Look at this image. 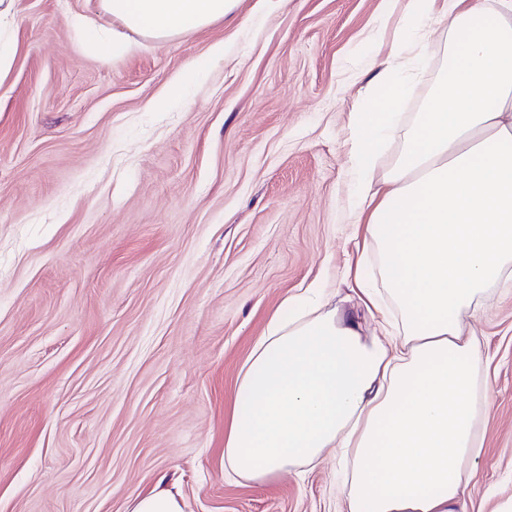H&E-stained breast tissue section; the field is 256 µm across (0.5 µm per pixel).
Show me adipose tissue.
I'll list each match as a JSON object with an SVG mask.
<instances>
[{
	"mask_svg": "<svg viewBox=\"0 0 512 512\" xmlns=\"http://www.w3.org/2000/svg\"><path fill=\"white\" fill-rule=\"evenodd\" d=\"M240 0H101L163 42ZM396 37L352 113L356 256L342 284L286 299L243 362L224 474L344 465L339 512H469L495 396L470 320L512 282V0H383ZM440 65L419 112L401 103ZM399 149L379 167L382 145Z\"/></svg>",
	"mask_w": 512,
	"mask_h": 512,
	"instance_id": "ef3b65f1",
	"label": "adipose tissue"
}]
</instances>
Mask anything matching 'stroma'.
<instances>
[{"label":"stroma","mask_w":512,"mask_h":512,"mask_svg":"<svg viewBox=\"0 0 512 512\" xmlns=\"http://www.w3.org/2000/svg\"><path fill=\"white\" fill-rule=\"evenodd\" d=\"M0 74V512H336L338 463L224 476L240 367L274 309L353 244L349 116L391 36L381 0H241L101 55L100 0H14ZM226 53L211 55L216 44ZM184 95L169 100L171 85ZM495 403L472 512L512 499V286L479 312ZM69 26L78 41L97 44L100 50L107 55L119 56L125 54L128 50L129 45L124 39L112 36V39L104 40L100 32L88 28L84 17L79 14L72 15L69 18ZM127 512H183L180 492L173 487H157L146 495H137Z\"/></svg>","instance_id":"35a3bbf8"}]
</instances>
